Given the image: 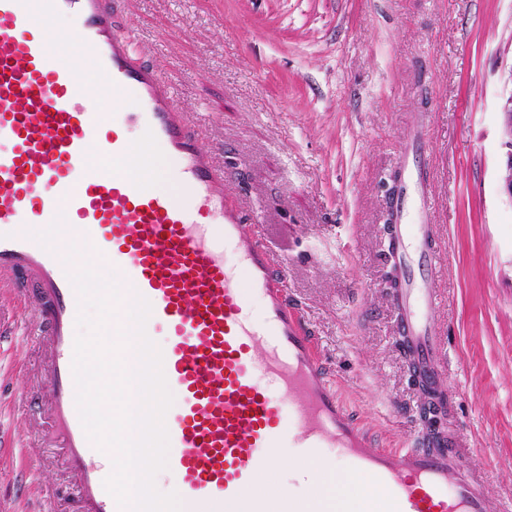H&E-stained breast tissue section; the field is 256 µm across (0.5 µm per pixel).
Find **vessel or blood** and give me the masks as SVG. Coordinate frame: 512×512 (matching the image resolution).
<instances>
[{
  "label": "vessel or blood",
  "mask_w": 512,
  "mask_h": 512,
  "mask_svg": "<svg viewBox=\"0 0 512 512\" xmlns=\"http://www.w3.org/2000/svg\"><path fill=\"white\" fill-rule=\"evenodd\" d=\"M61 15L74 20L113 93L135 90L134 107L100 111L80 72L52 58L46 25ZM127 126L165 144L180 191L132 173ZM397 202L386 259L397 278L389 295L400 349L423 398L444 411L449 393L431 318L445 256L432 225L407 221L428 206L419 187L401 184ZM62 217L69 240L92 244L98 263L149 301L147 336L167 334L163 372L178 404L165 420L166 472L180 500L203 512H303L292 490L251 494L273 449L289 448L298 459L326 455L366 475L368 486L349 494L354 512L374 493L378 512H491L484 476L457 438L435 437L423 417L414 447L381 448L352 417L288 301L285 267L250 234L246 213L225 202L216 149L202 144L175 85L134 54L115 0H0V271L20 277L38 301L54 422L78 478L76 512L120 510L103 485L111 458L89 442L76 406L78 297L69 267L27 233Z\"/></svg>",
  "instance_id": "1"
}]
</instances>
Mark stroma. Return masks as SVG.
<instances>
[{"label":"stroma","instance_id":"obj_1","mask_svg":"<svg viewBox=\"0 0 512 512\" xmlns=\"http://www.w3.org/2000/svg\"><path fill=\"white\" fill-rule=\"evenodd\" d=\"M225 168L224 197L287 263L288 298L347 407L381 445L411 442L419 395L396 339L386 181L428 170L447 256L433 323L458 438L512 512V200L500 103L512 0H124ZM35 327L0 343V512L70 495Z\"/></svg>","mask_w":512,"mask_h":512}]
</instances>
